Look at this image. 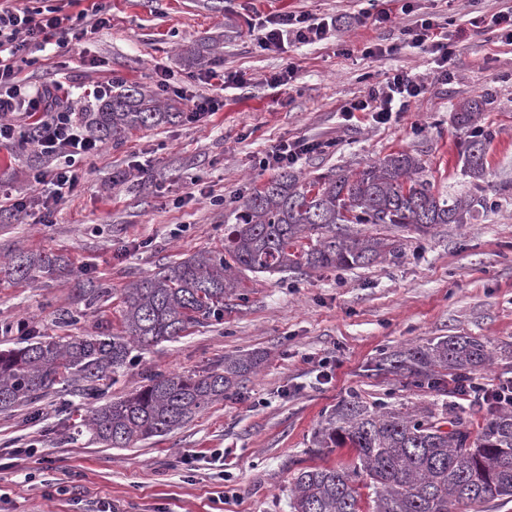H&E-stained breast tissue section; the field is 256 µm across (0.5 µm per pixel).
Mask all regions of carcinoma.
I'll return each instance as SVG.
<instances>
[{"label": "carcinoma", "instance_id": "obj_1", "mask_svg": "<svg viewBox=\"0 0 512 512\" xmlns=\"http://www.w3.org/2000/svg\"><path fill=\"white\" fill-rule=\"evenodd\" d=\"M481 96L458 104L456 123L470 128L482 111ZM183 118L174 104L160 105L148 90L112 87V97L80 112L86 129L102 142L122 143L131 130ZM491 134L467 140L463 157L475 180L486 175ZM417 157L398 152L352 174H326L305 183L284 169L245 198L235 223L224 228V252L198 253L129 284L122 318L126 335L76 336L68 340L24 339L0 349V411L77 383L84 394L102 387L142 352L180 335L193 323L220 314L224 297L238 287L235 273L339 270L396 259L402 244L376 235H352L347 224H389L418 234L438 224H463L472 202L449 200L424 178ZM316 238L305 246L303 240ZM11 274H53L60 256L20 252L7 262ZM492 352L471 336H439L424 345L392 351L376 372L406 371L416 384L440 385L435 370L448 371L455 397L459 385L488 364ZM260 364L251 352L228 355L203 372L155 373L147 383L91 408L82 427L105 448H130L166 435L224 398ZM477 430L453 401L409 411L356 394L340 401L314 433L321 450L352 448L354 466L301 470L291 487V512H486L487 505L512 502V408L485 401ZM373 492L361 507L359 483Z\"/></svg>", "mask_w": 512, "mask_h": 512}]
</instances>
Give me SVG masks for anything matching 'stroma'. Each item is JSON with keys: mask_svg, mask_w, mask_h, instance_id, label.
I'll list each match as a JSON object with an SVG mask.
<instances>
[{"mask_svg": "<svg viewBox=\"0 0 512 512\" xmlns=\"http://www.w3.org/2000/svg\"><path fill=\"white\" fill-rule=\"evenodd\" d=\"M110 26L49 61L24 68L25 84L58 80L64 108L93 102L105 61L126 84L155 92L188 111L189 98L224 99L223 110L190 123L135 129L118 145L102 144L80 160V183L58 205L52 223L43 210L0 218V260L18 252H51L63 260L54 277L16 278L0 264V349L23 332L45 339L122 334V299L139 277L200 252L224 248V227L242 198L271 178L255 159L280 141H333L301 155L304 181L330 171L354 172L405 151L421 160L444 196L473 194L454 119L458 103L485 96L477 120L490 128L487 176L494 207L475 206L466 223L439 224L428 234L371 224L351 232L400 240V258L343 271L244 273L225 297L224 316L195 324L123 368L106 392L124 396L158 372H200L225 355L258 352L256 372L163 437L130 448H105L78 432L93 401L76 392L50 394L0 412V512H290L292 477L304 468L347 467L350 448L316 451L315 430L350 394L419 410L443 393L409 378L371 374L385 351L438 336H472L491 350L512 345V46L479 26L500 0H416L419 12L453 20L465 39L456 79L438 80L429 55L409 46L367 57V41L391 29L356 22L368 0H111ZM346 17L338 36L314 44L263 51L252 28L277 13ZM195 70L247 73L244 87L191 83L162 92L158 73ZM295 63L289 85L265 79ZM404 70L426 85L421 100L386 124L370 114L344 120L340 109ZM34 146L0 144V182L33 195L32 169L47 166ZM224 198L215 206L210 195ZM101 289L86 306L80 287ZM26 331H18V322ZM332 379L316 380L320 362Z\"/></svg>", "mask_w": 512, "mask_h": 512, "instance_id": "obj_1", "label": "stroma"}]
</instances>
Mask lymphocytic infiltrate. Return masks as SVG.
<instances>
[{
    "label": "lymphocytic infiltrate",
    "mask_w": 512,
    "mask_h": 512,
    "mask_svg": "<svg viewBox=\"0 0 512 512\" xmlns=\"http://www.w3.org/2000/svg\"><path fill=\"white\" fill-rule=\"evenodd\" d=\"M76 6L77 15L63 13L61 7L43 5L19 7L0 4V140L30 139L40 154L60 156L61 165L52 169H37L32 174L34 185L44 186L45 192L30 197L17 196L0 187V211L19 215L32 206H42L46 215L74 194L79 175L74 168L77 158L89 157L100 150L96 140L81 131L71 112L54 104L60 83H53L22 93L19 74L23 67L35 65V52L47 45L66 49L78 45L88 30L111 22L108 0H69ZM413 7L404 0L400 13L380 9L373 14L374 24H398V14L408 15L401 26L402 42H375L364 47V55L385 56L397 52L407 42L433 55L436 73L442 83L454 78L449 70L463 40V30L447 34L443 24L432 18H412ZM340 26L339 20H319L306 14L277 15L265 20L257 29L255 41L259 48L273 50L284 42L311 44L330 39ZM424 93L423 83L404 71L392 73L383 85L370 88L366 95L343 106L345 116L357 112L372 113L376 122L388 123L394 114L405 112L417 103Z\"/></svg>",
    "instance_id": "obj_1"
}]
</instances>
